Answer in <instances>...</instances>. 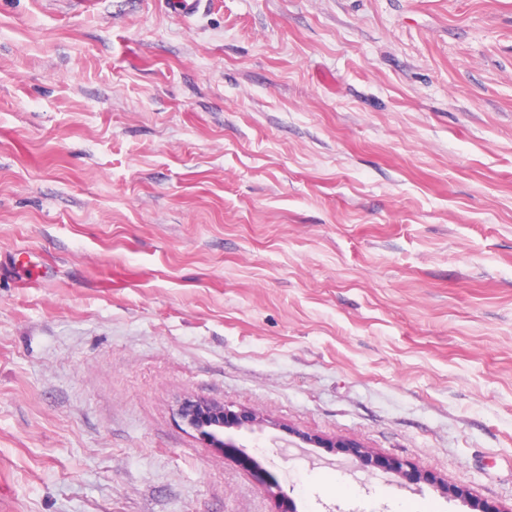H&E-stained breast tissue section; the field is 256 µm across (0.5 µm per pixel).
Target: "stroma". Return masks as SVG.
<instances>
[{
	"mask_svg": "<svg viewBox=\"0 0 512 512\" xmlns=\"http://www.w3.org/2000/svg\"><path fill=\"white\" fill-rule=\"evenodd\" d=\"M243 453L512 503V0H0V512H275ZM179 416L204 443L220 451L239 446L232 436L224 437V429L254 434L261 432L265 425V421L251 411L240 409L236 412L202 399L185 401L179 409ZM303 440L315 447L333 448L339 452L350 454L359 459L366 467L378 468L401 474L404 477L412 478L416 481H423L427 485L436 488L446 497L463 498L468 493L465 489L448 485L447 482L432 473L415 474L410 465L404 460L392 457H382L372 454L367 448H364L357 440L351 438H323L315 435H305Z\"/></svg>",
	"mask_w": 512,
	"mask_h": 512,
	"instance_id": "stroma-1",
	"label": "stroma"
}]
</instances>
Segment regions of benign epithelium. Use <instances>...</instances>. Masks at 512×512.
Listing matches in <instances>:
<instances>
[{"instance_id": "benign-epithelium-1", "label": "benign epithelium", "mask_w": 512, "mask_h": 512, "mask_svg": "<svg viewBox=\"0 0 512 512\" xmlns=\"http://www.w3.org/2000/svg\"><path fill=\"white\" fill-rule=\"evenodd\" d=\"M179 416L189 428L199 435L204 443L220 451L226 448L238 447L233 437H224V430L234 429L238 432L245 431L254 434L262 431L265 425V421L251 411L241 409L236 412L224 405L202 399L185 401L179 409ZM303 440L319 448H333L350 454L359 459L366 467L391 471L419 482L422 481L447 497L463 498L468 496L465 489L450 485L432 473L422 475L414 473L410 465L401 459L372 454L355 439H328L315 435H305ZM242 461L254 472L270 496L275 499L277 512H295L288 493L276 483L268 481L265 471L258 463L249 457L242 458Z\"/></svg>"}]
</instances>
